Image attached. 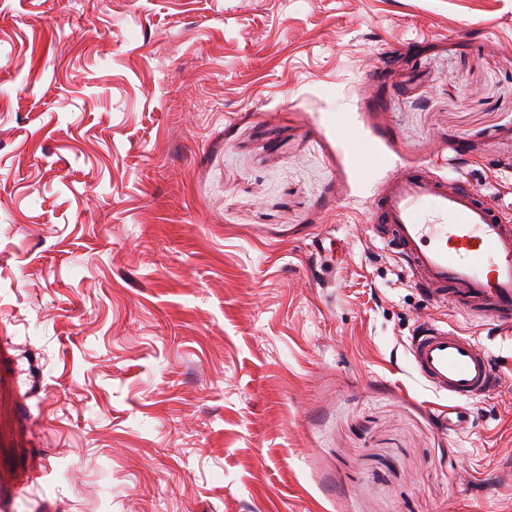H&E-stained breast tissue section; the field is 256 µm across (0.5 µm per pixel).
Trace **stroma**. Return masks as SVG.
Masks as SVG:
<instances>
[{
  "mask_svg": "<svg viewBox=\"0 0 512 512\" xmlns=\"http://www.w3.org/2000/svg\"><path fill=\"white\" fill-rule=\"evenodd\" d=\"M512 0H0V512H512V335L370 231L512 217ZM431 321L500 389L441 424Z\"/></svg>",
  "mask_w": 512,
  "mask_h": 512,
  "instance_id": "obj_1",
  "label": "stroma"
}]
</instances>
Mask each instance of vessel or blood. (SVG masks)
<instances>
[{
	"mask_svg": "<svg viewBox=\"0 0 512 512\" xmlns=\"http://www.w3.org/2000/svg\"><path fill=\"white\" fill-rule=\"evenodd\" d=\"M372 230L430 300L512 328V224L466 181L426 167L400 171L377 195ZM410 352L416 372L457 400L484 396L504 381L482 345L435 323L422 325Z\"/></svg>",
	"mask_w": 512,
	"mask_h": 512,
	"instance_id": "1",
	"label": "vessel or blood"
}]
</instances>
